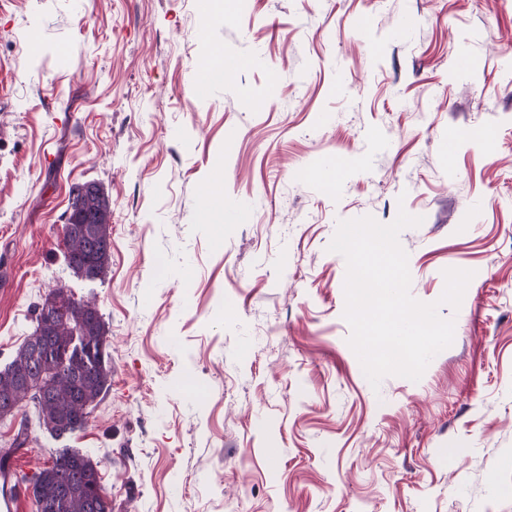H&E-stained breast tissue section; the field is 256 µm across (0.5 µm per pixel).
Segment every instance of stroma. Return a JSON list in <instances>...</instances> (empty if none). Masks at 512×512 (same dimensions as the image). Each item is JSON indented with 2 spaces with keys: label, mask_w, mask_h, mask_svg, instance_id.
I'll return each mask as SVG.
<instances>
[{
  "label": "stroma",
  "mask_w": 512,
  "mask_h": 512,
  "mask_svg": "<svg viewBox=\"0 0 512 512\" xmlns=\"http://www.w3.org/2000/svg\"><path fill=\"white\" fill-rule=\"evenodd\" d=\"M215 51L239 72L199 86ZM85 182L112 207L93 281L61 236ZM402 209L415 299L474 276L452 345L375 389L328 246ZM2 267L0 370L60 285L111 355L17 474L86 453L112 512H512V0H0Z\"/></svg>",
  "instance_id": "stroma-1"
}]
</instances>
